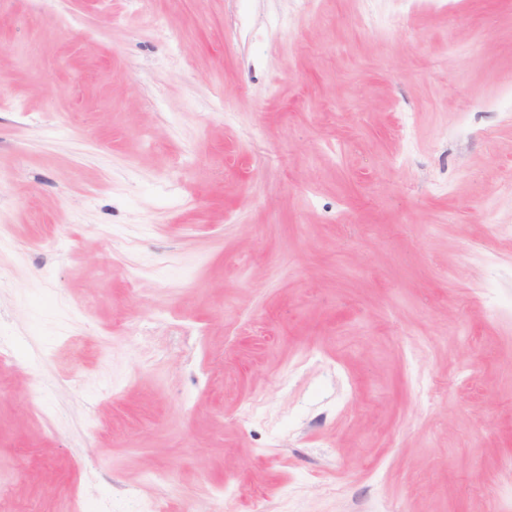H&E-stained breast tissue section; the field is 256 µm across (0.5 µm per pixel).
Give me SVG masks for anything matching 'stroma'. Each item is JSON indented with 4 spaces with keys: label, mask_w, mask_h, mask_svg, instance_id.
I'll use <instances>...</instances> for the list:
<instances>
[{
    "label": "stroma",
    "mask_w": 512,
    "mask_h": 512,
    "mask_svg": "<svg viewBox=\"0 0 512 512\" xmlns=\"http://www.w3.org/2000/svg\"><path fill=\"white\" fill-rule=\"evenodd\" d=\"M509 89L512 0H0V497L512 512Z\"/></svg>",
    "instance_id": "stroma-1"
}]
</instances>
